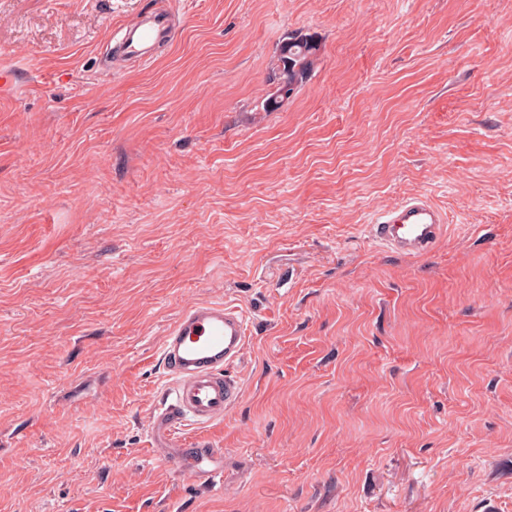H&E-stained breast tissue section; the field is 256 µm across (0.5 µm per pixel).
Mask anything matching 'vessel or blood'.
Instances as JSON below:
<instances>
[{
	"instance_id": "1",
	"label": "vessel or blood",
	"mask_w": 512,
	"mask_h": 512,
	"mask_svg": "<svg viewBox=\"0 0 512 512\" xmlns=\"http://www.w3.org/2000/svg\"><path fill=\"white\" fill-rule=\"evenodd\" d=\"M175 33L165 11L146 13L140 23L126 29L123 55L151 62L156 45L169 43ZM445 215L428 199L414 197L386 210L369 224L371 237L390 252L422 257L441 239ZM250 331L238 306L198 302L186 308L167 330L161 345L163 368L170 379L153 413L151 433L169 444L189 427L222 422L238 404L242 384L234 369L248 346ZM220 449L198 442L195 452L177 455L173 467L194 473L199 483L214 484L220 474Z\"/></svg>"
}]
</instances>
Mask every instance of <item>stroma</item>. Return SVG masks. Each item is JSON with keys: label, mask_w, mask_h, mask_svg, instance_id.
Returning a JSON list of instances; mask_svg holds the SVG:
<instances>
[{"label": "stroma", "mask_w": 512, "mask_h": 512, "mask_svg": "<svg viewBox=\"0 0 512 512\" xmlns=\"http://www.w3.org/2000/svg\"><path fill=\"white\" fill-rule=\"evenodd\" d=\"M0 66V512H512V0H0ZM414 195L447 224L405 258L368 224ZM202 301L251 331L181 434L209 487L150 438ZM167 11L147 12L136 27L127 28L121 40V53L149 63L154 57L155 46L173 41L175 33ZM319 47L306 35H291L280 46L276 66L272 69L273 91L262 104L266 112H273L297 91L309 78L314 68ZM196 451L189 455L178 454L168 462L178 469L192 471L200 484L210 486L220 474L218 460L220 448H212L210 442L198 441Z\"/></svg>", "instance_id": "35a3bbf8"}]
</instances>
